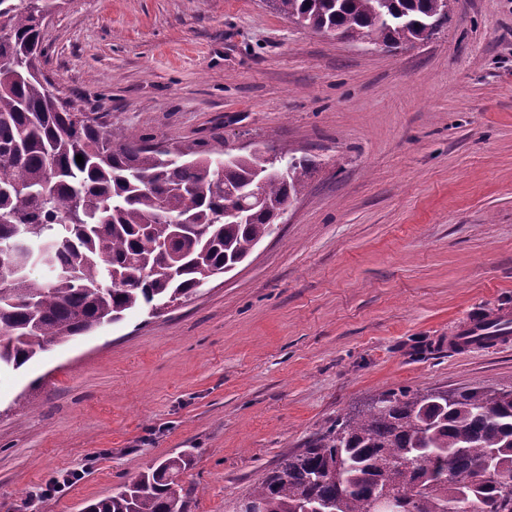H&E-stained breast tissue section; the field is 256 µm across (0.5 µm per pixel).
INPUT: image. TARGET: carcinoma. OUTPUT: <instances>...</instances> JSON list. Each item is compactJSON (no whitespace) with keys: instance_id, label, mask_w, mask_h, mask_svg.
<instances>
[{"instance_id":"obj_1","label":"carcinoma","mask_w":512,"mask_h":512,"mask_svg":"<svg viewBox=\"0 0 512 512\" xmlns=\"http://www.w3.org/2000/svg\"><path fill=\"white\" fill-rule=\"evenodd\" d=\"M60 0H0V363L22 368L128 312L197 296L272 235L312 164L290 157L258 186L243 224L224 220L253 186L258 158L206 143L161 152L54 94L36 15ZM442 0H276L319 32L386 46L421 40ZM82 156L84 163L76 162ZM42 266L51 277L30 270ZM491 461L488 477L478 466ZM184 456L167 458L85 512H186ZM512 485V388L381 392L283 457L245 498L263 512H368L389 489L406 512L474 510Z\"/></svg>"}]
</instances>
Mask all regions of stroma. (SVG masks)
Wrapping results in <instances>:
<instances>
[{"label": "stroma", "instance_id": "obj_1", "mask_svg": "<svg viewBox=\"0 0 512 512\" xmlns=\"http://www.w3.org/2000/svg\"><path fill=\"white\" fill-rule=\"evenodd\" d=\"M44 38L53 92L106 125L314 168L191 301L0 370V512H84L178 455L188 512H236L380 392L512 386V346L448 348L512 303V0H453L396 51L264 0H65ZM63 470L80 480L31 501Z\"/></svg>", "mask_w": 512, "mask_h": 512}]
</instances>
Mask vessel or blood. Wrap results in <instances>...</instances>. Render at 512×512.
Wrapping results in <instances>:
<instances>
[{"label": "vessel or blood", "mask_w": 512, "mask_h": 512, "mask_svg": "<svg viewBox=\"0 0 512 512\" xmlns=\"http://www.w3.org/2000/svg\"><path fill=\"white\" fill-rule=\"evenodd\" d=\"M448 344L463 351L512 344V305L504 303L472 315L449 332Z\"/></svg>", "instance_id": "1"}]
</instances>
